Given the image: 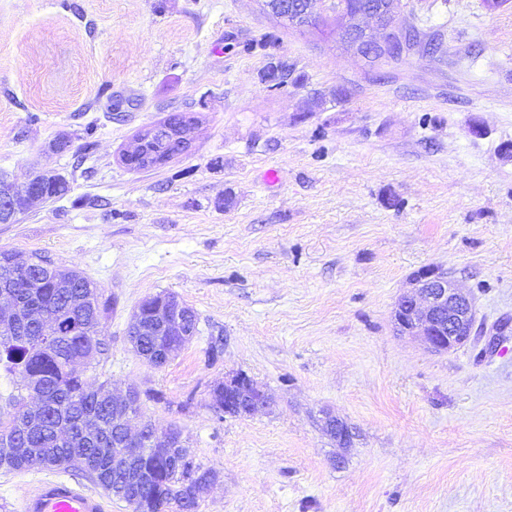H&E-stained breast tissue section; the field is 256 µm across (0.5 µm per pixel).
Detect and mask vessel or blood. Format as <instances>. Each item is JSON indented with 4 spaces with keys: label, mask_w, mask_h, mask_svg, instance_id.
<instances>
[{
    "label": "vessel or blood",
    "mask_w": 512,
    "mask_h": 512,
    "mask_svg": "<svg viewBox=\"0 0 512 512\" xmlns=\"http://www.w3.org/2000/svg\"><path fill=\"white\" fill-rule=\"evenodd\" d=\"M20 512H108L98 494L67 480L47 478L24 497Z\"/></svg>",
    "instance_id": "b4317fda"
}]
</instances>
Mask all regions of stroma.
I'll return each instance as SVG.
<instances>
[{
	"instance_id": "stroma-1",
	"label": "stroma",
	"mask_w": 512,
	"mask_h": 512,
	"mask_svg": "<svg viewBox=\"0 0 512 512\" xmlns=\"http://www.w3.org/2000/svg\"><path fill=\"white\" fill-rule=\"evenodd\" d=\"M396 23L437 51L372 64L262 0H0V172L70 181L0 224V249L109 298L107 352L77 370L136 387L141 420L218 471L197 512H512V355L486 348H512V0H402ZM280 59L295 82L276 91ZM175 112L200 119L188 153L128 169L136 133ZM429 265L482 328L442 354L392 323ZM163 291L199 332L156 368L127 329ZM236 371L271 408L214 412ZM324 410L355 431L346 454ZM50 474L84 479L0 473V512Z\"/></svg>"
}]
</instances>
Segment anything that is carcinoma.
I'll use <instances>...</instances> for the list:
<instances>
[{"label":"carcinoma","mask_w":512,"mask_h":512,"mask_svg":"<svg viewBox=\"0 0 512 512\" xmlns=\"http://www.w3.org/2000/svg\"><path fill=\"white\" fill-rule=\"evenodd\" d=\"M165 122L171 127L191 130L195 117L176 112ZM146 150L158 155L180 156L182 141L166 136L155 137L146 144ZM70 191V181L55 171H42L30 181L28 190L19 192L0 174V202L11 209L0 216V224H14L37 202L60 198ZM15 255L0 249V291L9 292L20 311L17 325L0 327V370L16 378L14 393L6 399V419H0V428L8 427L23 400L27 378H33L45 391L43 418L32 428L25 440L13 445L0 439V470L4 473L33 468L68 469L69 453L81 449L87 453L91 465L84 469L89 477L109 496L128 505H136L134 512H196L198 492L218 478L217 471L197 463L186 467L183 459L191 455L185 442L173 449L167 458L156 456L144 441L132 469L142 479L123 480L114 476V447L112 437L85 446L79 440V426L85 420L96 419L105 426L112 425V396L108 382L98 389L77 373L75 365L95 353H103L99 341L102 319L108 314L110 303L102 299L97 285L76 269L62 270L51 260L38 256L33 271L4 280V272L13 267ZM160 296L144 299L137 308L138 322L130 325L128 336L135 353L153 366L168 363L169 353L184 347L182 334L188 323L163 322L158 319ZM47 312L59 322V340L49 351L38 349L34 341L39 335V324L27 320L31 311ZM40 448L43 458L35 462L12 452V448Z\"/></svg>","instance_id":"cac0c4a2"}]
</instances>
